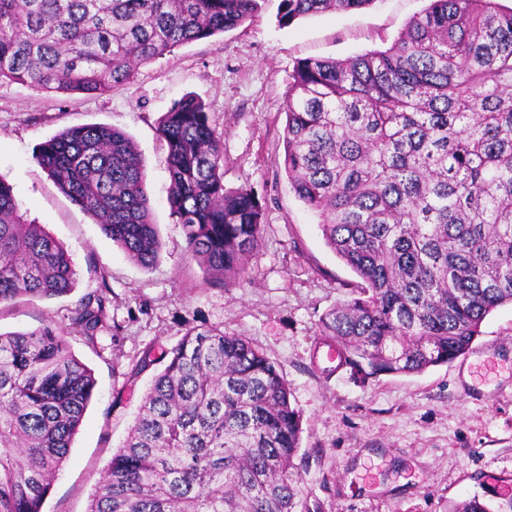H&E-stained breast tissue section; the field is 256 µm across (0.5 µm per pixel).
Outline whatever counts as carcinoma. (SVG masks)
Instances as JSON below:
<instances>
[{"label":"carcinoma","mask_w":512,"mask_h":512,"mask_svg":"<svg viewBox=\"0 0 512 512\" xmlns=\"http://www.w3.org/2000/svg\"><path fill=\"white\" fill-rule=\"evenodd\" d=\"M262 2L0 0V82L104 94L145 62L238 28ZM372 2L280 0L277 17L288 26ZM284 111L292 189L361 279L316 336L363 384L466 354L485 317L512 304V8L429 0L384 50L299 61ZM158 131L186 252L213 281L240 283L262 241L258 195L225 190L223 140L199 98L175 102ZM36 161L130 260L156 263L162 242L126 133L67 129ZM76 276L0 179V304L67 295ZM105 310L88 294L72 312L86 342ZM164 356L88 512H310L293 463L300 414L274 362L218 328ZM96 384L54 326L0 333V512H42Z\"/></svg>","instance_id":"carcinoma-1"}]
</instances>
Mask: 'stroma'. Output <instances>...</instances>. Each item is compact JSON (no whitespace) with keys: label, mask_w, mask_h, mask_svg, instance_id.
Here are the masks:
<instances>
[{"label":"stroma","mask_w":512,"mask_h":512,"mask_svg":"<svg viewBox=\"0 0 512 512\" xmlns=\"http://www.w3.org/2000/svg\"><path fill=\"white\" fill-rule=\"evenodd\" d=\"M277 5L267 0L241 27L142 64L103 94L0 83V177L77 269L70 295L0 307V332L52 324L97 381L42 512H87L163 368L162 352L187 331L211 327L244 337L282 372L301 415L295 465L311 512H459L474 497L500 512L512 497V305L489 314L453 363L364 386L345 371L326 375L318 320L360 280L326 245L284 169L283 104L297 62L386 48L427 0H373L358 12L330 11L287 27L277 22ZM188 94L210 106L224 142L225 188L251 186L264 202L262 244L237 285L208 279L170 215L167 146L157 127ZM89 124L120 129L139 148L162 241L152 268L131 262L34 158L54 135ZM94 293L106 296L107 315L90 344L70 316ZM147 356L151 364L141 367Z\"/></svg>","instance_id":"35a3bbf8"}]
</instances>
